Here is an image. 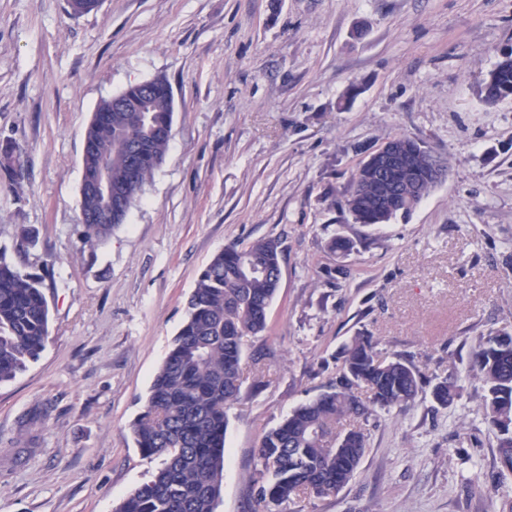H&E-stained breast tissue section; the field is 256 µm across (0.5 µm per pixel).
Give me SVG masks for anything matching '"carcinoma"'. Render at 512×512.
Instances as JSON below:
<instances>
[{"mask_svg": "<svg viewBox=\"0 0 512 512\" xmlns=\"http://www.w3.org/2000/svg\"><path fill=\"white\" fill-rule=\"evenodd\" d=\"M151 87L138 120L112 111V100H105L85 134L86 182L97 179L104 162L112 181L125 180L129 155L120 143L139 137L149 142L137 159L131 205L163 163L169 145L156 129L172 122L171 88L163 78L151 80ZM481 90L487 91V102L512 96V62L499 61ZM395 140L404 146L406 158L396 192L380 201L359 193L357 185L376 180V171L365 163L346 189L345 206L359 224L405 217L433 188L429 154L406 135ZM0 171L12 180L22 174V150L12 141L0 145ZM115 228L85 224L84 240H101ZM280 267L281 250L270 247L268 239H257L226 246L201 270L183 326L153 379L144 410L131 425L141 453L162 458V466L115 512H216L227 410L239 401L243 385L242 340L267 330V311L277 293L273 276ZM48 334L49 308L41 282L0 253V382L37 360ZM472 360L484 383L482 407L496 431L501 471L512 474V335L478 336ZM361 389L369 393L365 401ZM422 391L414 358L382 359L372 337L357 332L336 356V373L325 389L263 434L252 476L262 512L302 494L317 499L336 494L354 477L366 453L369 419L414 402ZM458 396V386L446 377L432 385V400L441 408Z\"/></svg>", "mask_w": 512, "mask_h": 512, "instance_id": "obj_1", "label": "carcinoma"}]
</instances>
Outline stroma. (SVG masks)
<instances>
[{
  "instance_id": "1",
  "label": "stroma",
  "mask_w": 512,
  "mask_h": 512,
  "mask_svg": "<svg viewBox=\"0 0 512 512\" xmlns=\"http://www.w3.org/2000/svg\"><path fill=\"white\" fill-rule=\"evenodd\" d=\"M512 53V0H0V249L41 277L49 336L0 383V512H114L156 472L130 425L185 319L199 272L230 243L278 240L268 328L244 339L217 512H254L262 435L334 376L357 332L381 357L459 380L367 424L335 496L285 512H512L469 376L475 336L512 333V97L479 87ZM162 77L172 138L124 224L82 238L87 127L127 86ZM448 161L407 217L355 223L353 173L394 136ZM29 229L35 248L21 247ZM337 236L349 253L330 251ZM0 171L12 180L22 174V150L12 141L0 145ZM432 385L431 397L433 402L441 408H448L459 396V388L454 382H448L447 377L435 378Z\"/></svg>"
}]
</instances>
